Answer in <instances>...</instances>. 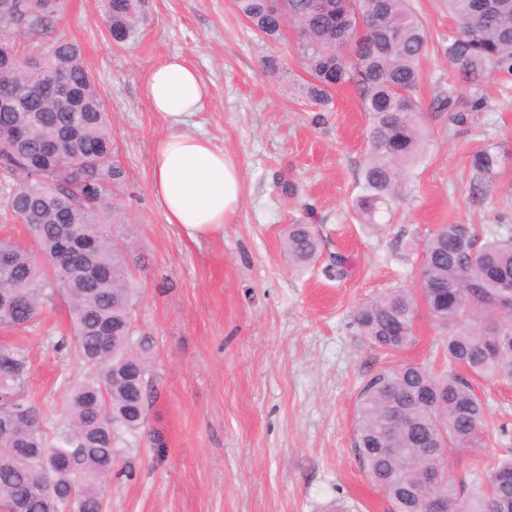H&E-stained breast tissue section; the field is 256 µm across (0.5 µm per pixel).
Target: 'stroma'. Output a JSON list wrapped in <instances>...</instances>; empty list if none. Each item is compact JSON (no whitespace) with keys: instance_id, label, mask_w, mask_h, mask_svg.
Segmentation results:
<instances>
[{"instance_id":"35a3bbf8","label":"stroma","mask_w":512,"mask_h":512,"mask_svg":"<svg viewBox=\"0 0 512 512\" xmlns=\"http://www.w3.org/2000/svg\"><path fill=\"white\" fill-rule=\"evenodd\" d=\"M411 7L429 37L417 92L427 145L391 211L371 225L352 209L369 158L367 115L346 85L315 119L300 94L308 75L293 27L269 41L232 0H143L134 40L118 47L98 0H60L53 32L80 45L112 119L123 177L101 219L137 290L135 337L151 346L146 418L122 435L107 512H327L336 502L387 512L353 447L359 392L380 371L439 359L446 331L418 310L411 345L386 357L360 336L353 311L388 289L418 287L420 243L441 225L512 226V78L491 74L486 108L450 123L435 99L451 90L465 108L472 90L444 53L448 2ZM173 54L208 87L202 110L178 124L143 94ZM174 131L206 137L240 166V205L223 235L188 240L153 196L154 144ZM489 146L499 176L479 192L470 157ZM291 224L310 225L315 264L295 265L284 252ZM69 333L67 302L48 288L38 327L16 338L28 351L17 394L50 426L81 372L55 347ZM476 389L490 405L487 446L451 454L465 479L479 455H512V384Z\"/></svg>"}]
</instances>
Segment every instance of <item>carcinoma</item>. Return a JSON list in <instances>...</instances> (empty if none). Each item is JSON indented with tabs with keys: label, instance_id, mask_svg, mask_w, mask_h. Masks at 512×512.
<instances>
[{
	"label": "carcinoma",
	"instance_id": "cac0c4a2",
	"mask_svg": "<svg viewBox=\"0 0 512 512\" xmlns=\"http://www.w3.org/2000/svg\"><path fill=\"white\" fill-rule=\"evenodd\" d=\"M13 21H0V54L18 55V26L47 34L58 0H0ZM236 11L267 39L285 25L297 32L296 52L309 80V104L326 108L331 92L353 86L367 114L370 155L362 171L355 210L365 224L391 207L402 179L422 151L417 88L427 33L407 0H287V14L266 0H233ZM112 42L136 34L139 0H101ZM457 30L445 54L473 89L470 112L486 108L480 86L491 73L512 75V0H448ZM382 16L385 31L358 28L357 16ZM41 64L17 69L0 64V89L23 98L21 108L0 110V130L19 129L17 143L0 141V221L27 226L28 247L0 238V331L34 326L44 287L61 288L72 336L62 345L82 365L69 390L63 423L52 436L34 407L15 395L25 349L0 343V509L3 512H106L107 488L119 431L144 423L143 383L148 353L134 338L135 289L121 250L99 213L123 175L112 161L110 119L80 46L57 38L40 53ZM75 87L72 102L41 94L52 78ZM455 124L453 92L437 99ZM76 132L67 151L82 165L74 174L40 176L44 144ZM499 154L485 147L471 155L475 184L498 175ZM94 242L91 263L60 254L63 230ZM283 249L298 264L315 260L308 224H290ZM419 288H393L359 305L353 320L368 344L384 355L413 340L415 313L424 308L443 337L448 368L406 363L366 381L358 399L354 448L363 469L394 512H428L432 496L460 503L463 512H512V484L496 476L512 471V456L494 458L471 483L448 467V449L484 447L487 405L479 380L512 381V233L505 224L482 229L447 224L421 244ZM402 421H393L394 414Z\"/></svg>",
	"mask_w": 512,
	"mask_h": 512
}]
</instances>
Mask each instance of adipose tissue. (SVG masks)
I'll return each instance as SVG.
<instances>
[{
	"mask_svg": "<svg viewBox=\"0 0 512 512\" xmlns=\"http://www.w3.org/2000/svg\"><path fill=\"white\" fill-rule=\"evenodd\" d=\"M144 93L154 111L178 123L200 111L207 89L181 55L168 57L149 75ZM241 173L234 160L205 137L170 133L152 156V190L167 223L196 241L223 233L237 213Z\"/></svg>",
	"mask_w": 512,
	"mask_h": 512,
	"instance_id": "adipose-tissue-1",
	"label": "adipose tissue"
}]
</instances>
